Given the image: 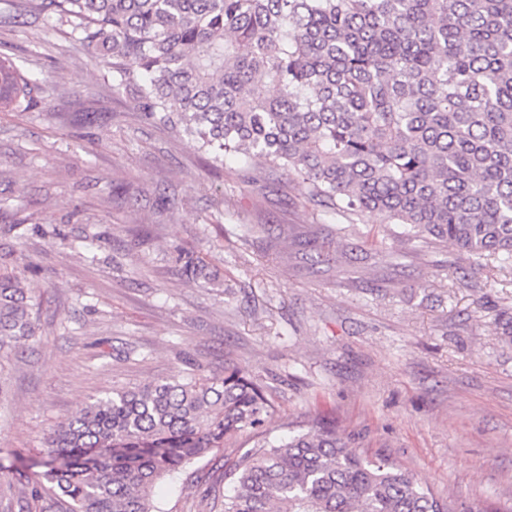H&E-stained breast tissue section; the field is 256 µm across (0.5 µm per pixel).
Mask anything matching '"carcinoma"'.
Returning <instances> with one entry per match:
<instances>
[{
	"label": "carcinoma",
	"mask_w": 512,
	"mask_h": 512,
	"mask_svg": "<svg viewBox=\"0 0 512 512\" xmlns=\"http://www.w3.org/2000/svg\"><path fill=\"white\" fill-rule=\"evenodd\" d=\"M71 27L153 123L215 166L236 155L301 179L332 217L376 214L512 267V0H9ZM36 104L0 55V110ZM36 304L0 273V361L36 337ZM248 370L114 389L44 438L46 512H157L156 485L260 430ZM221 512H512L443 500L319 416L264 436L224 474Z\"/></svg>",
	"instance_id": "obj_1"
}]
</instances>
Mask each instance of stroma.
<instances>
[{"label":"stroma","instance_id":"1","mask_svg":"<svg viewBox=\"0 0 512 512\" xmlns=\"http://www.w3.org/2000/svg\"><path fill=\"white\" fill-rule=\"evenodd\" d=\"M0 54L37 82L36 106L0 111V265L42 305L0 372V484L20 494L46 434L93 397L240 365L275 406L271 435L332 417L442 497L512 502V271L375 215L326 216L261 161L213 167L68 27L14 23L6 0ZM252 445L242 432L159 484L158 512H220L224 463Z\"/></svg>","mask_w":512,"mask_h":512}]
</instances>
